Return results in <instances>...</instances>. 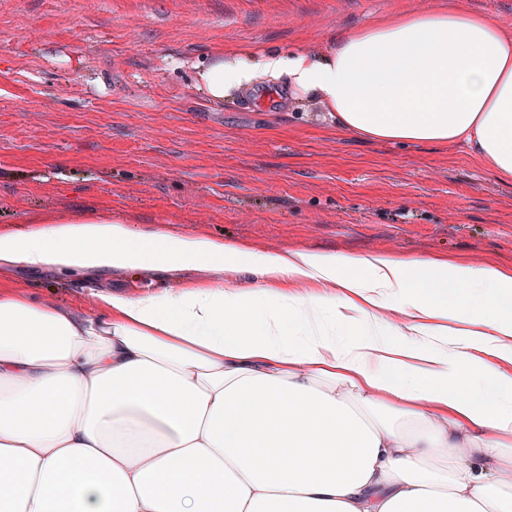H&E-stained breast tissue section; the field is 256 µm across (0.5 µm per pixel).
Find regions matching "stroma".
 I'll return each mask as SVG.
<instances>
[{
    "mask_svg": "<svg viewBox=\"0 0 512 512\" xmlns=\"http://www.w3.org/2000/svg\"><path fill=\"white\" fill-rule=\"evenodd\" d=\"M458 5L512 29V0H0V228L56 213L257 249L446 255L512 266V180L462 142L336 130L316 101L196 79L224 48L320 52L339 32ZM211 274L0 272V289L85 310L91 291L161 294Z\"/></svg>",
    "mask_w": 512,
    "mask_h": 512,
    "instance_id": "35a3bbf8",
    "label": "stroma"
}]
</instances>
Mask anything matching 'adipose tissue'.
I'll return each mask as SVG.
<instances>
[{
    "mask_svg": "<svg viewBox=\"0 0 512 512\" xmlns=\"http://www.w3.org/2000/svg\"><path fill=\"white\" fill-rule=\"evenodd\" d=\"M198 81L216 100L284 82L339 132L464 140L512 178V31L461 8L318 54L231 51ZM17 264L213 278L94 291L86 313L0 291V512H512V267L136 234L106 214L0 229V269Z\"/></svg>",
    "mask_w": 512,
    "mask_h": 512,
    "instance_id": "adipose-tissue-1",
    "label": "adipose tissue"
}]
</instances>
